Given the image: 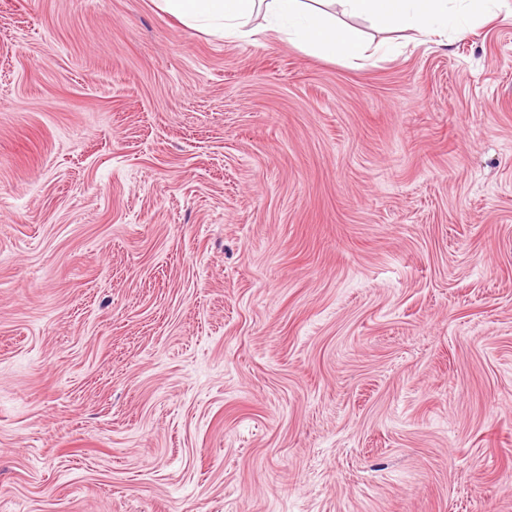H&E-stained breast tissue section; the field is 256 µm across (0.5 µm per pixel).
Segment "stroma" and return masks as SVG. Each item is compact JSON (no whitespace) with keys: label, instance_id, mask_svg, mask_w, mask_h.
I'll use <instances>...</instances> for the list:
<instances>
[{"label":"stroma","instance_id":"stroma-1","mask_svg":"<svg viewBox=\"0 0 512 512\" xmlns=\"http://www.w3.org/2000/svg\"><path fill=\"white\" fill-rule=\"evenodd\" d=\"M336 20L0 0V512H512V0ZM448 1L460 2L448 8ZM161 8L186 26L225 40L251 36L253 20L267 24L289 42L311 52L351 61L366 57L359 32L339 25L325 6L363 17L375 26L416 33L464 34L472 19L490 11L492 0H160Z\"/></svg>","mask_w":512,"mask_h":512}]
</instances>
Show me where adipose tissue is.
<instances>
[{
	"label": "adipose tissue",
	"instance_id": "obj_1",
	"mask_svg": "<svg viewBox=\"0 0 512 512\" xmlns=\"http://www.w3.org/2000/svg\"><path fill=\"white\" fill-rule=\"evenodd\" d=\"M491 0H161L167 13L186 26L227 40L249 37L263 17L289 42L311 52L363 59L367 45L359 32L340 25L331 7L380 27L444 35L465 33L471 20L489 12Z\"/></svg>",
	"mask_w": 512,
	"mask_h": 512
}]
</instances>
